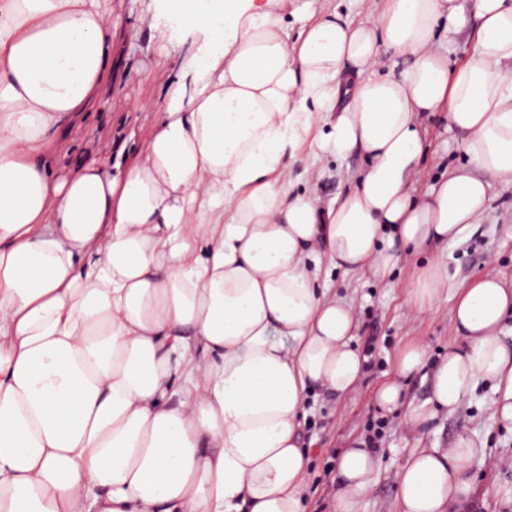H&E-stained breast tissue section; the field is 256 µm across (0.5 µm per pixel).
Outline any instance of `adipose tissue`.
Segmentation results:
<instances>
[{
	"instance_id": "1",
	"label": "adipose tissue",
	"mask_w": 512,
	"mask_h": 512,
	"mask_svg": "<svg viewBox=\"0 0 512 512\" xmlns=\"http://www.w3.org/2000/svg\"><path fill=\"white\" fill-rule=\"evenodd\" d=\"M205 36L190 81L122 171L68 168L64 142L112 88L107 0H0V512H304L306 397L339 398L366 362L354 299L330 275L381 279L470 237L512 183V0H386L377 24L318 0H181ZM475 25L452 63L440 32ZM405 64L381 71L384 51ZM447 108L470 168L415 185L420 116ZM365 154L354 189H296L323 155ZM455 295L460 346L411 345L375 400L419 433L480 382L512 430V287L456 290L431 262L411 301ZM429 384L405 401L402 379ZM485 448L467 432L411 453L399 512H460ZM378 478L371 449L336 462L337 512Z\"/></svg>"
}]
</instances>
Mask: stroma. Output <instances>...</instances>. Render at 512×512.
Here are the masks:
<instances>
[{
    "mask_svg": "<svg viewBox=\"0 0 512 512\" xmlns=\"http://www.w3.org/2000/svg\"><path fill=\"white\" fill-rule=\"evenodd\" d=\"M109 7L119 23L112 54V90L102 108L86 113L70 132L64 161L72 166L92 156L131 161L163 114L171 78L189 68L200 41L198 33L166 0H109ZM150 22L171 29L180 43L175 57L160 61L149 50L146 25ZM421 122L428 145L423 159L425 179L420 185L425 191L448 169L465 166L467 159L459 148L461 135L449 128L445 112L422 114ZM365 165L359 152L342 159L328 155L320 162L318 182L303 178L300 161L294 163L292 176L299 188L313 191L326 203L352 187ZM491 197L488 217L474 227L467 240L425 255L426 260L447 267L458 284L494 273L512 285V186L493 185ZM414 279L415 265L410 261L384 281L368 273L340 270L331 277L337 291L355 300L359 319L355 343L368 357L357 390L341 401L317 389L307 396L303 426L310 457L306 512H336V460L358 440L376 448L381 471L374 488L357 499L355 512H398L394 477L412 450L450 447L462 430L486 440L489 458L471 473L475 492L466 512H512V431L495 426L490 418L489 406L495 397L491 386L479 387L457 413L439 415L432 428L417 437L404 433L393 417L372 401L378 384L394 377L401 348L420 344L435 359L457 340L452 301L443 300L425 313L410 315L408 301Z\"/></svg>",
    "mask_w": 512,
    "mask_h": 512,
    "instance_id": "obj_1",
    "label": "stroma"
}]
</instances>
